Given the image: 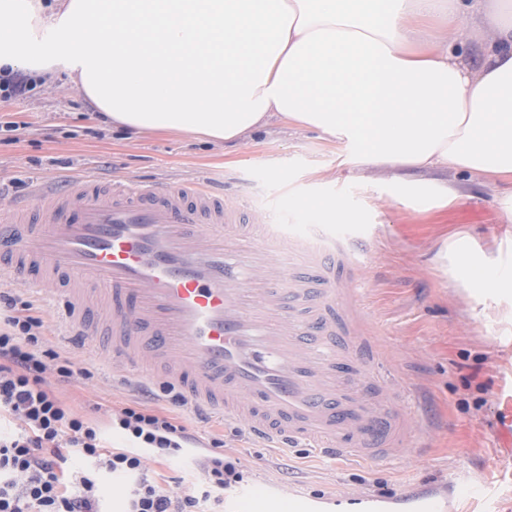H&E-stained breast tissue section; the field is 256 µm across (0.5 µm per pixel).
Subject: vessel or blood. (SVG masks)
I'll use <instances>...</instances> for the list:
<instances>
[{"label":"vessel or blood","instance_id":"1","mask_svg":"<svg viewBox=\"0 0 512 512\" xmlns=\"http://www.w3.org/2000/svg\"><path fill=\"white\" fill-rule=\"evenodd\" d=\"M349 245L284 224H247L199 181L120 193L91 177L42 187L0 224V271L62 299L112 364L178 388L278 447L376 464L424 434L365 350L368 316L345 281ZM235 512H311L257 484Z\"/></svg>","mask_w":512,"mask_h":512}]
</instances>
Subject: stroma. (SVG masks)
<instances>
[{
	"label": "stroma",
	"mask_w": 512,
	"mask_h": 512,
	"mask_svg": "<svg viewBox=\"0 0 512 512\" xmlns=\"http://www.w3.org/2000/svg\"><path fill=\"white\" fill-rule=\"evenodd\" d=\"M354 153L315 130L277 123L225 144L158 132L132 136L101 118L62 77L25 97L0 99V216L42 184L83 175L133 187L201 180L241 202L248 223L302 232L319 221L300 199L341 202L358 221L331 224V233L354 245L359 264L350 278L369 309L373 336L394 380L410 386L406 403L429 428L416 461L401 456L367 466L304 446L274 455L246 427L185 402L174 413L199 445L218 440L240 458L244 487L268 483L325 512H361L364 499L383 512H414V498L427 493L444 500L447 512H512V470L490 466L492 457L512 456V245L495 210L498 189L476 174L438 171L435 179L457 184L463 196L426 212L386 170L352 162ZM455 233L473 255L488 242L502 243L489 257L484 284L468 297L441 258ZM1 289L25 293L53 344L92 370L91 379L68 386L69 408L104 421L139 398L105 358L73 342L60 303L2 274Z\"/></svg>",
	"instance_id": "35a3bbf8"
}]
</instances>
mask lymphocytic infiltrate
I'll return each instance as SVG.
<instances>
[{
    "label": "lymphocytic infiltrate",
    "mask_w": 512,
    "mask_h": 512,
    "mask_svg": "<svg viewBox=\"0 0 512 512\" xmlns=\"http://www.w3.org/2000/svg\"><path fill=\"white\" fill-rule=\"evenodd\" d=\"M33 304L0 291V512H103L102 486L124 477V512H209L243 479L238 458L215 449L204 484L149 470L194 446L174 415L135 401L101 423L68 408L59 386L88 376L53 349ZM120 447H110L108 434ZM83 460L72 470V457Z\"/></svg>",
    "instance_id": "f902f5d3"
}]
</instances>
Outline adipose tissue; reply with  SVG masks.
<instances>
[{"mask_svg": "<svg viewBox=\"0 0 512 512\" xmlns=\"http://www.w3.org/2000/svg\"><path fill=\"white\" fill-rule=\"evenodd\" d=\"M474 15L494 37L472 63ZM20 70L135 133L277 120L397 173L470 171L512 223V0H0V72Z\"/></svg>", "mask_w": 512, "mask_h": 512, "instance_id": "obj_1", "label": "adipose tissue"}]
</instances>
